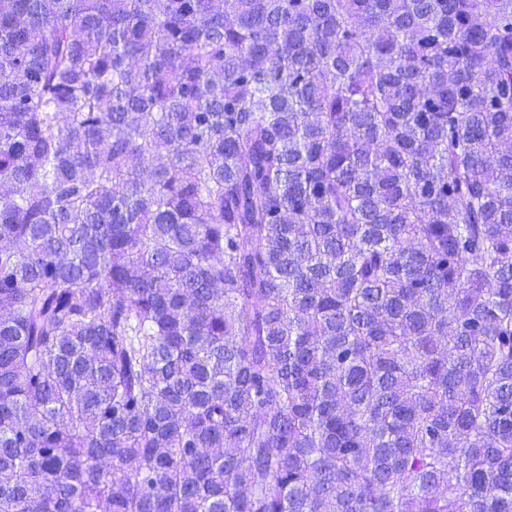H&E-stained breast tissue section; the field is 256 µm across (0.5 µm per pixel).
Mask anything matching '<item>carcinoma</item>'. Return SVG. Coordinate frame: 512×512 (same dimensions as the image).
<instances>
[{
	"mask_svg": "<svg viewBox=\"0 0 512 512\" xmlns=\"http://www.w3.org/2000/svg\"><path fill=\"white\" fill-rule=\"evenodd\" d=\"M0 512H512V0H0Z\"/></svg>",
	"mask_w": 512,
	"mask_h": 512,
	"instance_id": "carcinoma-1",
	"label": "carcinoma"
}]
</instances>
